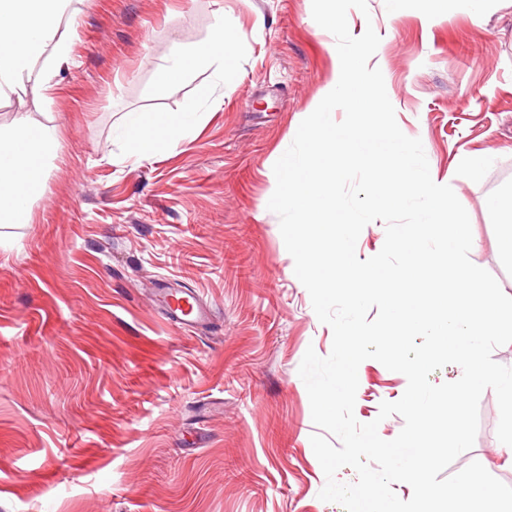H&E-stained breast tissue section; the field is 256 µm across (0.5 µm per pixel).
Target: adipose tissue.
Here are the masks:
<instances>
[{
	"mask_svg": "<svg viewBox=\"0 0 512 512\" xmlns=\"http://www.w3.org/2000/svg\"><path fill=\"white\" fill-rule=\"evenodd\" d=\"M71 0H0V98L31 91L35 106L52 102L57 72L72 59L73 40L61 30ZM223 23H216L203 43L176 53L161 71L158 84L171 90L196 68L210 69L224 81V58L231 46ZM201 113L128 112L113 130L127 154L140 158L172 148L200 123ZM59 146V127L17 113L0 124V223L25 224L43 187Z\"/></svg>",
	"mask_w": 512,
	"mask_h": 512,
	"instance_id": "adipose-tissue-1",
	"label": "adipose tissue"
}]
</instances>
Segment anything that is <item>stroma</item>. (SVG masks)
<instances>
[{
	"instance_id": "stroma-1",
	"label": "stroma",
	"mask_w": 512,
	"mask_h": 512,
	"mask_svg": "<svg viewBox=\"0 0 512 512\" xmlns=\"http://www.w3.org/2000/svg\"><path fill=\"white\" fill-rule=\"evenodd\" d=\"M353 36L374 28L402 132L438 176L486 162L451 187L476 240L471 261L512 297V251L493 204L512 193V11L489 0H367ZM223 14L224 85L196 71L174 92L157 73ZM74 61L49 108L57 156L26 224L0 223V512H344L325 484L298 368L327 356L321 323L267 207L273 166L319 104L336 40L311 0H73ZM223 96L176 148L121 158L123 113H179ZM187 288L211 307L193 330L157 300ZM354 413L379 419L406 377L368 359ZM493 390L479 402L469 460L512 477Z\"/></svg>"
}]
</instances>
